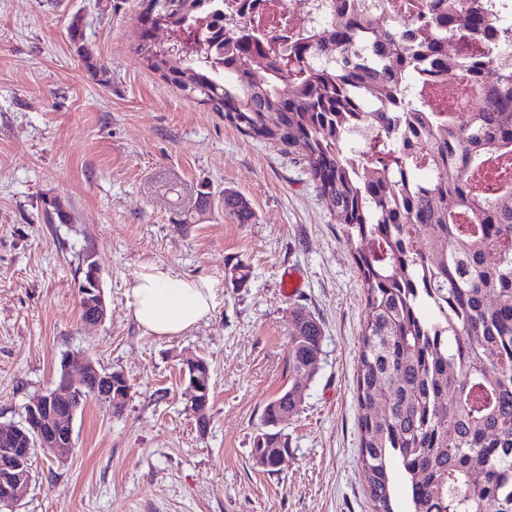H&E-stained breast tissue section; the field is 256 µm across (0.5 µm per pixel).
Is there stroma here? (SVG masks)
<instances>
[{"instance_id":"1","label":"stroma","mask_w":512,"mask_h":512,"mask_svg":"<svg viewBox=\"0 0 512 512\" xmlns=\"http://www.w3.org/2000/svg\"><path fill=\"white\" fill-rule=\"evenodd\" d=\"M139 0H0V424L72 355L123 372L122 415L88 399L74 450L35 452L27 495L8 512H372L360 462L356 372L366 298L344 230L305 163L184 98L136 54ZM102 66L91 77L68 37L73 16ZM242 194L256 219L224 213ZM198 224H178L201 192ZM68 212L48 222L46 201ZM107 315L81 318L84 256ZM250 271L232 284L234 265ZM205 281L214 309L173 337L139 328L128 291L149 266ZM301 286L281 288L285 270ZM323 331L311 376L288 369L295 309ZM210 365L207 433L185 409L186 359ZM297 388L292 455L276 473L252 460L265 405Z\"/></svg>"}]
</instances>
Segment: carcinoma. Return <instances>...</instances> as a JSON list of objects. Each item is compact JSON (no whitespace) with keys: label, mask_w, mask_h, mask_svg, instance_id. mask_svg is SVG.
<instances>
[{"label":"carcinoma","mask_w":512,"mask_h":512,"mask_svg":"<svg viewBox=\"0 0 512 512\" xmlns=\"http://www.w3.org/2000/svg\"><path fill=\"white\" fill-rule=\"evenodd\" d=\"M227 0H142L138 52L160 77L222 114L241 133L283 146L306 163L344 226L366 293L356 378L360 459L374 512H398L403 485L411 512H512V63L492 67L512 29L472 0H402L418 16L368 40L366 3L327 0L329 24L276 47L279 36L224 15ZM171 33L203 42L190 56L155 40ZM69 38L84 46L81 17ZM490 43L448 66V38ZM480 91L477 111L427 112L428 78L448 69ZM356 117L376 137L343 151ZM373 170L371 179L360 168ZM211 209L200 196L194 224ZM224 214L249 224L248 201L224 192ZM95 261L77 288L88 320ZM322 330L297 310L288 367L306 376ZM278 395L263 413L252 450L278 471L291 447Z\"/></svg>","instance_id":"cac0c4a2"}]
</instances>
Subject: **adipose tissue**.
Masks as SVG:
<instances>
[{
	"mask_svg": "<svg viewBox=\"0 0 512 512\" xmlns=\"http://www.w3.org/2000/svg\"><path fill=\"white\" fill-rule=\"evenodd\" d=\"M129 306L135 322L145 332L172 337L190 331L208 318L213 300L205 283L154 265L136 278Z\"/></svg>",
	"mask_w": 512,
	"mask_h": 512,
	"instance_id": "obj_1",
	"label": "adipose tissue"
}]
</instances>
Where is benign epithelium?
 Returning <instances> with one entry per match:
<instances>
[{
  "mask_svg": "<svg viewBox=\"0 0 512 512\" xmlns=\"http://www.w3.org/2000/svg\"><path fill=\"white\" fill-rule=\"evenodd\" d=\"M96 375L100 385L92 394L108 404L126 400L129 392L115 391L112 374L102 373L94 363L86 359L81 362V374L75 380L69 370H64L63 381L46 390L30 403L31 417L27 419V430L14 425L0 429V460L3 461V475L0 476V505H12L26 494L31 475L19 455L23 449L18 447L24 438L36 436V446L47 452L60 454L72 446L73 419L76 405L83 397V389L89 375Z\"/></svg>",
  "mask_w": 512,
  "mask_h": 512,
  "instance_id": "benign-epithelium-1",
  "label": "benign epithelium"
}]
</instances>
